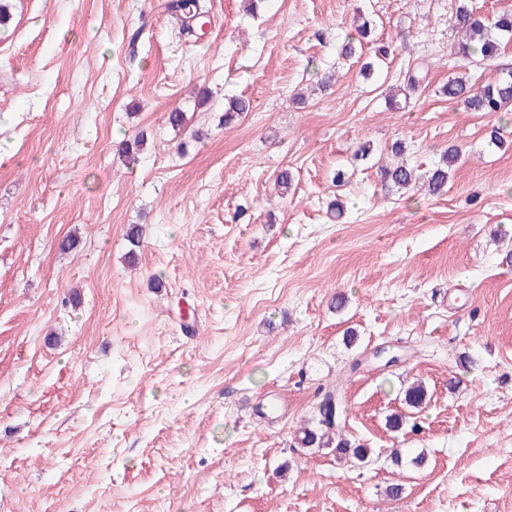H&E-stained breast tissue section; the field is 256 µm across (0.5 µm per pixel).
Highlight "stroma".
<instances>
[{
    "instance_id": "stroma-1",
    "label": "stroma",
    "mask_w": 512,
    "mask_h": 512,
    "mask_svg": "<svg viewBox=\"0 0 512 512\" xmlns=\"http://www.w3.org/2000/svg\"><path fill=\"white\" fill-rule=\"evenodd\" d=\"M169 2L0 0V512H512V148L442 92L512 43L451 55L454 0H202L193 37ZM396 142L458 148L446 194L381 182ZM330 392L369 462L302 445Z\"/></svg>"
}]
</instances>
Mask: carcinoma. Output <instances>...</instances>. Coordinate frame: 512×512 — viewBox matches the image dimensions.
<instances>
[{
	"label": "carcinoma",
	"mask_w": 512,
	"mask_h": 512,
	"mask_svg": "<svg viewBox=\"0 0 512 512\" xmlns=\"http://www.w3.org/2000/svg\"><path fill=\"white\" fill-rule=\"evenodd\" d=\"M459 5L452 14L453 28L461 32L465 40L456 47L455 54L474 63L491 60L502 50L503 42L512 41V13L504 12L493 18L483 16L468 6L467 0H458ZM423 77L415 70L408 72L405 83L399 86L391 98L393 108H399L398 97L409 99V93L418 88ZM444 93L451 101L464 105L470 112H485L489 114L509 113L512 111V75L493 84L476 87L460 78L448 80L443 87ZM144 143V133H138L133 138L125 140L122 152L130 162L136 161L138 152ZM458 152L448 149L444 152L442 163L422 176L416 169L405 164L380 169L381 177L398 189H408L425 179L428 192L440 195L448 184V170L455 164ZM304 444L317 447H334L336 454L349 456L359 462H367L370 449L352 446L350 442L336 430L335 423L326 414L325 407H319V417L312 428L303 430Z\"/></svg>",
	"instance_id": "cac0c4a2"
}]
</instances>
